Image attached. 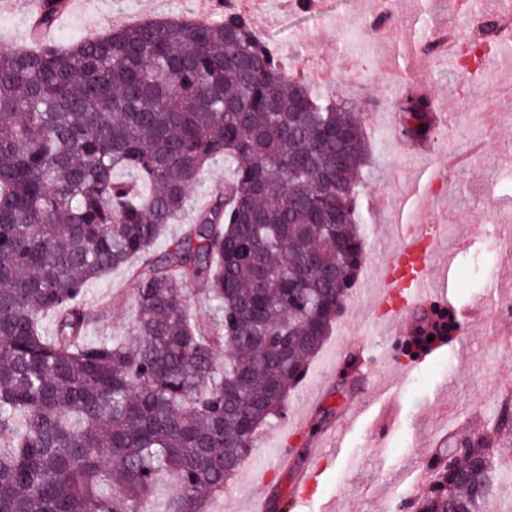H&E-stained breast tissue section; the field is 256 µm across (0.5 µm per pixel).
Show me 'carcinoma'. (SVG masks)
I'll list each match as a JSON object with an SVG mask.
<instances>
[{
	"label": "carcinoma",
	"mask_w": 512,
	"mask_h": 512,
	"mask_svg": "<svg viewBox=\"0 0 512 512\" xmlns=\"http://www.w3.org/2000/svg\"><path fill=\"white\" fill-rule=\"evenodd\" d=\"M465 23L481 34L457 55L472 74L500 23L481 0ZM396 120L432 141L429 98L407 93ZM368 148L352 98L288 80L231 8L0 49V512H142L166 479L164 512H204L362 270ZM226 158L224 196L151 261ZM136 258L128 333L86 340L89 286ZM190 281L212 320L194 317ZM506 426L449 449L420 512H488Z\"/></svg>",
	"instance_id": "obj_1"
}]
</instances>
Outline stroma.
Returning a JSON list of instances; mask_svg holds the SVG:
<instances>
[{"label": "stroma", "mask_w": 512, "mask_h": 512, "mask_svg": "<svg viewBox=\"0 0 512 512\" xmlns=\"http://www.w3.org/2000/svg\"><path fill=\"white\" fill-rule=\"evenodd\" d=\"M192 11V0H86L58 18L52 37L67 44L132 21ZM464 14L462 0H393L384 15L375 0H319L308 12L292 0H259L253 26L288 75L334 71L329 93L353 96L365 118L366 260L362 287L351 288L332 333L290 392L288 405L304 415L303 426L285 437L282 419L264 426L261 441L205 512H250L258 497L268 502L267 512H418L417 493L449 446L512 415V249L504 247L512 242V117L504 111L512 99V46H498L474 78L447 55L437 62L440 75H433L421 48L428 29L445 27L468 39ZM416 82L446 115L436 144L418 159L406 154L393 112L394 100ZM451 148L465 157L462 167H445L441 156ZM233 168L230 159L209 166L153 257L222 195ZM417 224L448 228L449 302L458 309L488 302L482 322L464 324L461 338L432 359L403 337L369 331L377 269ZM134 288L124 267L92 286L87 302L99 321L90 336L126 333ZM383 378L398 380L401 402L399 421L387 426L378 421ZM355 411L360 417L340 446L321 454L318 485L305 498L294 497L292 485L314 443L341 413ZM283 454L291 464L280 469L276 460Z\"/></svg>", "instance_id": "1"}]
</instances>
